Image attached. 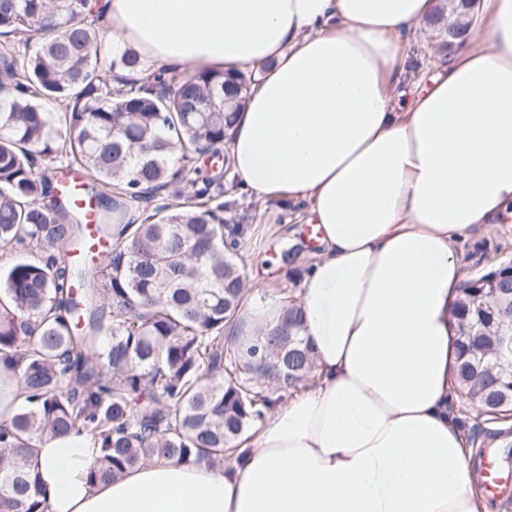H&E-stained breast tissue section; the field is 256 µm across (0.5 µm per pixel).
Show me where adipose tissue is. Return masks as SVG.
Here are the masks:
<instances>
[{"label": "adipose tissue", "instance_id": "obj_1", "mask_svg": "<svg viewBox=\"0 0 512 512\" xmlns=\"http://www.w3.org/2000/svg\"><path fill=\"white\" fill-rule=\"evenodd\" d=\"M152 63L260 72L227 145L248 195L310 202L296 297L314 385L224 467L147 463L90 487L75 437L31 464L47 512H483L455 411L457 247L512 217V0L412 80L438 0H98Z\"/></svg>", "mask_w": 512, "mask_h": 512}]
</instances>
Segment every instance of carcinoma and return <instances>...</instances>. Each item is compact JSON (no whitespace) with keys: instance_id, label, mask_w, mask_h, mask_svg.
I'll use <instances>...</instances> for the list:
<instances>
[{"instance_id":"obj_1","label":"carcinoma","mask_w":512,"mask_h":512,"mask_svg":"<svg viewBox=\"0 0 512 512\" xmlns=\"http://www.w3.org/2000/svg\"><path fill=\"white\" fill-rule=\"evenodd\" d=\"M89 12V0H0V35L40 38L22 58L0 43V243L32 249L0 274V361L20 367L26 400L0 427V512H46L31 459L47 437L100 449L91 484L154 460L220 466L314 377L293 296L276 327L238 335L247 228L212 206L214 179L185 165L229 140L253 72L152 70L102 40ZM58 99L54 116L44 104ZM59 156L94 201L108 245L98 265L75 258L83 213L38 170ZM183 182V203L125 220ZM454 312L456 391L512 448V377L491 354L512 313V261L464 280Z\"/></svg>"}]
</instances>
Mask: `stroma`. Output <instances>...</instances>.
<instances>
[{"label": "stroma", "instance_id": "stroma-1", "mask_svg": "<svg viewBox=\"0 0 512 512\" xmlns=\"http://www.w3.org/2000/svg\"><path fill=\"white\" fill-rule=\"evenodd\" d=\"M231 181L230 173H222L221 187L214 190L213 202H233V214L243 217L249 228L240 262L246 270L250 298L262 303L295 294L314 250L305 222L306 205L288 209L248 195L233 199L227 192ZM460 254L467 278L512 260V222L483 227L461 247Z\"/></svg>", "mask_w": 512, "mask_h": 512}]
</instances>
